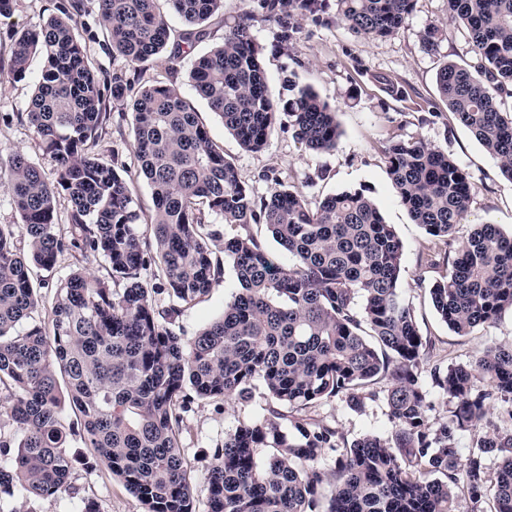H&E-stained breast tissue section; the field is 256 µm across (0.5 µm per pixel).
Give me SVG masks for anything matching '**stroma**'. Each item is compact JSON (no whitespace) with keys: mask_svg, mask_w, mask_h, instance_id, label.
<instances>
[{"mask_svg":"<svg viewBox=\"0 0 512 512\" xmlns=\"http://www.w3.org/2000/svg\"><path fill=\"white\" fill-rule=\"evenodd\" d=\"M55 0H17L14 15L0 20V66L8 67L14 34L37 25L53 11ZM252 0H224V15L214 18L213 38L196 45L193 54L177 65L176 84L193 106L214 141L223 147L256 195H267L271 178L296 186L314 201L345 191L363 188L392 224L403 245L401 296L415 309L421 335L433 340L431 363L458 365L471 362L493 343L512 342V314L504 313L495 323L475 327L465 336L451 332L440 320L425 291L426 286L448 272V247L428 236L414 224L406 207L394 192L384 151L391 140L416 139L444 149L467 173L473 187L471 205L459 224L457 238H465L479 224H495L512 231V183L501 174L496 161L449 111L436 84L439 68L448 61L462 62L470 56V42L464 27H449L446 38L435 50L423 46L429 24H447L448 0H417L404 28L387 39L372 40L354 35L336 20L335 5H328L321 21L306 22L293 49L276 41L275 25L256 24L253 36L263 49L262 63L273 94H282V78L295 73L300 84L311 86L319 96L338 108L342 130L335 150L314 152L293 138L287 115H280L265 148L251 153L240 148L220 118L198 97L189 80L196 56L221 41L226 20L252 9ZM42 69L34 58L28 78L0 84V157L25 153L41 162L38 144L26 122V112ZM111 114L105 127L104 143L117 149L116 167L133 169L130 127L121 115L122 105L107 107ZM99 277L107 276L102 258L61 257L50 269L32 267L31 278L42 298L40 316H47L57 285L73 270ZM219 286L197 304L184 308L177 325L185 338H193L208 322L224 312V304L238 290L231 261L223 263ZM268 401L255 394L247 403L195 400L186 416L181 437L182 450L191 469L193 493L199 512L206 508L205 475L210 451L225 434L242 421L267 414ZM318 418L333 424L347 439L390 434L393 423L383 400L367 402L356 412L339 400L323 402L315 409ZM67 451L75 459L72 489L55 499L29 503L30 512H83L93 506L97 512H142L138 499L100 464H86L89 449L80 436L68 438Z\"/></svg>","mask_w":512,"mask_h":512,"instance_id":"35a3bbf8","label":"stroma"}]
</instances>
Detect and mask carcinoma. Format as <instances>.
Segmentation results:
<instances>
[{
    "instance_id": "cac0c4a2",
    "label": "carcinoma",
    "mask_w": 512,
    "mask_h": 512,
    "mask_svg": "<svg viewBox=\"0 0 512 512\" xmlns=\"http://www.w3.org/2000/svg\"><path fill=\"white\" fill-rule=\"evenodd\" d=\"M156 2L96 0L105 50L132 67L130 78L99 77L86 43L95 35L76 33L80 0H56L53 14L14 36L4 78L22 81L31 57L44 58L26 117L56 177L48 181L19 151L0 159V184L22 219L0 224V512L9 499L71 489L74 427L62 421L59 371L85 447L143 512H197L181 451L184 418L197 398L248 401L259 385L268 416L239 423L212 449L206 512H454L461 490L476 504L490 492V512H512V429L473 436L465 456L456 446V432L477 429L495 403L512 405V343L490 345L466 365L429 369L432 386L453 402L449 420L432 427L421 375L433 342L401 298L403 246L393 227L362 189L312 202L276 179L256 197L176 86V62L211 37L208 21L224 0H168L185 25L172 44ZM254 2L194 61V91L245 151L265 148L282 112L302 147L336 149V107L293 73L284 79L288 98H275L251 34L253 23L270 22L280 45L291 46L303 21L320 19L325 0ZM336 2L341 23L376 39L396 35L416 4ZM448 25L466 27L472 57L441 66L440 95L512 182V113L501 108L512 98V0H448ZM163 56L169 81H143V65ZM111 99L131 101L134 176L153 198L146 218L131 180L106 159L117 153L103 144ZM385 161L414 223L436 240L453 238L473 195L455 160L421 140L397 139ZM61 198L69 204L65 228L55 223ZM209 214L222 223H209ZM252 224L268 227L288 264ZM219 243L238 291L220 318L186 340L176 318L219 285ZM65 253L102 256L109 277L70 274L45 321L35 315L29 267L50 269ZM152 264L150 285L142 271ZM428 293L457 335L496 322L512 310V234L477 226ZM162 294L164 308L155 299ZM478 378L489 389L475 390ZM380 380L381 396L373 390ZM333 398L354 410L383 399L391 434L347 441L314 416ZM328 457L331 472L321 465ZM490 458L498 461L493 475Z\"/></svg>"
}]
</instances>
